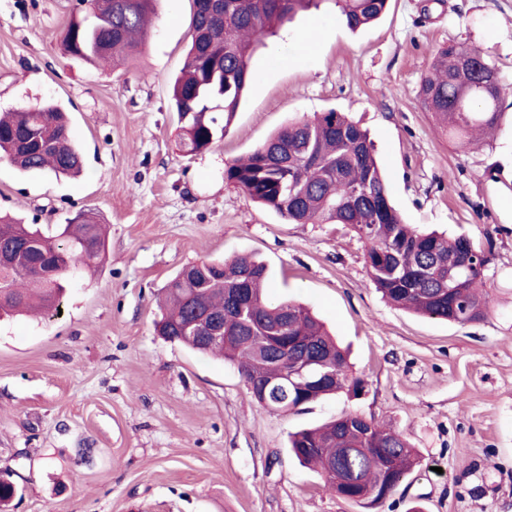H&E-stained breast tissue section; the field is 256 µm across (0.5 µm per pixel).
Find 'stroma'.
<instances>
[{"instance_id":"1","label":"stroma","mask_w":512,"mask_h":512,"mask_svg":"<svg viewBox=\"0 0 512 512\" xmlns=\"http://www.w3.org/2000/svg\"><path fill=\"white\" fill-rule=\"evenodd\" d=\"M76 0H0V112L54 100L85 170L25 175L0 159V211L27 224L97 213L96 276L70 274L59 311L0 321V471L10 512H512V98L477 148L417 98L434 51H486L512 81V0H390L353 32L334 5L298 13L250 59L227 134L181 152L172 83L193 0H159L144 52L96 67L63 54ZM336 110L366 129L407 223L465 235L490 263L485 318L457 324L385 301L343 224H291L224 168L289 122ZM251 255L270 303L308 307L349 350L364 395L288 413L260 407L237 367L165 341L157 298L186 266ZM383 421L421 464L363 509L326 492L288 435L345 413Z\"/></svg>"}]
</instances>
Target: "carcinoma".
Returning a JSON list of instances; mask_svg holds the SVG:
<instances>
[{
    "mask_svg": "<svg viewBox=\"0 0 512 512\" xmlns=\"http://www.w3.org/2000/svg\"><path fill=\"white\" fill-rule=\"evenodd\" d=\"M321 0H193L190 42L172 99L184 131V154L193 156L226 134L250 82L249 61L265 36L300 10ZM351 30L378 20L388 0H331ZM155 0H86L82 24L69 22L64 53L88 61L129 62L146 45ZM512 96L487 52L450 43L437 50L421 80L422 107L443 121L448 137L473 145L491 135L502 117L499 104ZM222 107L223 125L208 115ZM0 156L23 174L76 176L83 155L73 143L62 107L0 113ZM224 178L253 202L290 224H348L364 242V261L375 288L394 305L431 319L468 324L482 320L492 299L483 291L489 258L464 235L425 232L405 222L391 203L374 144L343 112L330 110L290 122L247 158L224 169ZM15 246L0 262V320L53 308L74 269L105 258L101 219L82 212L57 226L21 224L0 217V247ZM458 266L448 288V259ZM266 266L248 255L186 267L164 289L166 311L159 335L192 350L238 365L250 386L288 370V342L301 345L325 372L312 400L356 392L347 353L302 305H272L262 294ZM224 324V343L199 337L200 318ZM289 451L316 469L323 487L369 508L392 493L421 463L401 434L373 417L344 414L320 427L290 435Z\"/></svg>",
    "mask_w": 512,
    "mask_h": 512,
    "instance_id": "carcinoma-1",
    "label": "carcinoma"
}]
</instances>
